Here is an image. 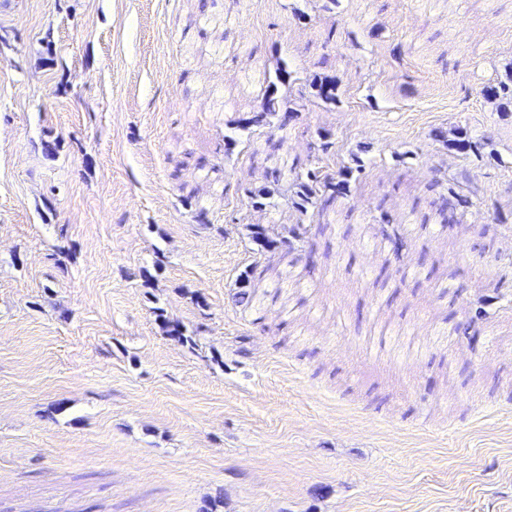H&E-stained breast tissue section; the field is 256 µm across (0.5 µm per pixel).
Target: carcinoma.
I'll list each match as a JSON object with an SVG mask.
<instances>
[{
    "mask_svg": "<svg viewBox=\"0 0 512 512\" xmlns=\"http://www.w3.org/2000/svg\"><path fill=\"white\" fill-rule=\"evenodd\" d=\"M316 95L323 101L334 103L338 98V82L334 76H320L313 83ZM483 94L501 101L503 104H512V79L509 81H499L490 90L483 91ZM280 111L279 99L272 96V91H267L262 99L260 110L253 113L248 119H241L239 126L244 129L251 127H261L268 124L269 115ZM335 143L328 135L320 138L317 146L318 155L310 164L304 166L292 167L294 173L293 186L294 191L291 198V204L302 212H308L313 209L317 215L321 216L336 203V199L349 192L351 180L354 172L362 170V165H356V168L340 167L332 173L322 172L319 166L321 157L334 155L333 148ZM481 144L474 138L465 135L458 136L448 141V149L466 154H476L479 152ZM459 205V200L451 195L447 198H441L439 204V214L445 223L455 222V215ZM249 240L253 245V250L259 254H274L283 248H291L290 242L274 238L267 227L260 224H251L248 227ZM381 238L388 242L390 251L395 260L403 258L407 250V238L397 230L389 227L387 224L380 225ZM252 270H244L239 277L238 292L236 298L240 303H249L251 301L250 281ZM157 319L165 326L166 332L181 343H189L192 338L185 335L179 323L170 320L163 309L158 308L155 311Z\"/></svg>",
    "mask_w": 512,
    "mask_h": 512,
    "instance_id": "cac0c4a2",
    "label": "carcinoma"
}]
</instances>
